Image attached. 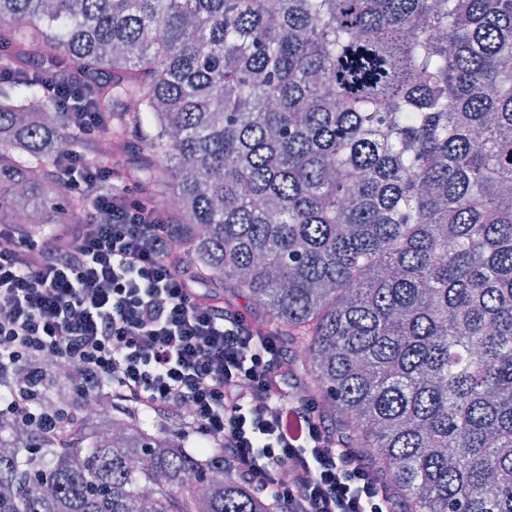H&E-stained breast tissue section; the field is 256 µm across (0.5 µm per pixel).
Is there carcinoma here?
<instances>
[{"instance_id":"carcinoma-1","label":"carcinoma","mask_w":512,"mask_h":512,"mask_svg":"<svg viewBox=\"0 0 512 512\" xmlns=\"http://www.w3.org/2000/svg\"><path fill=\"white\" fill-rule=\"evenodd\" d=\"M49 72L401 512H512V0H0V224L33 236L87 207ZM0 512L281 507L129 408L55 442L1 414Z\"/></svg>"}]
</instances>
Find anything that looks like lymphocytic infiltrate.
I'll return each instance as SVG.
<instances>
[{
	"instance_id": "obj_1",
	"label": "lymphocytic infiltrate",
	"mask_w": 512,
	"mask_h": 512,
	"mask_svg": "<svg viewBox=\"0 0 512 512\" xmlns=\"http://www.w3.org/2000/svg\"><path fill=\"white\" fill-rule=\"evenodd\" d=\"M91 206L32 242L0 225V375L34 358L69 368L76 393L63 411L34 413L16 394L8 411L56 438L86 396L108 387L233 461L284 512H397L395 495L340 448L319 399L283 371L288 351L209 291L184 263L182 231L129 187L105 194L109 164L61 154Z\"/></svg>"
}]
</instances>
